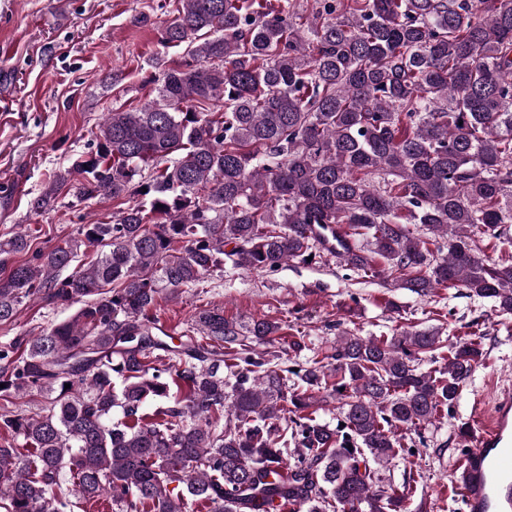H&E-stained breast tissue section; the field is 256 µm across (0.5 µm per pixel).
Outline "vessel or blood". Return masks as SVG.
<instances>
[{
    "mask_svg": "<svg viewBox=\"0 0 512 512\" xmlns=\"http://www.w3.org/2000/svg\"><path fill=\"white\" fill-rule=\"evenodd\" d=\"M457 487L466 512H512V392L491 410L472 406V433Z\"/></svg>",
    "mask_w": 512,
    "mask_h": 512,
    "instance_id": "b4317fda",
    "label": "vessel or blood"
}]
</instances>
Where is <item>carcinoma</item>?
Segmentation results:
<instances>
[{"mask_svg": "<svg viewBox=\"0 0 512 512\" xmlns=\"http://www.w3.org/2000/svg\"><path fill=\"white\" fill-rule=\"evenodd\" d=\"M179 3L160 42L186 45L184 62L152 77L149 100L105 113L93 150L31 202L110 199L112 223L49 249L0 241L1 325L34 295L78 306L0 346V393L46 399L0 409L23 440L0 447V512H392L401 495L376 467L413 454L398 431L453 407L482 342L344 331L293 369L277 323L203 309L197 335L166 340L154 310L226 262L317 264L342 228L350 268L511 314L512 262L481 242L512 238V0ZM440 359L441 376L423 369ZM320 390L339 403L334 428L308 412Z\"/></svg>", "mask_w": 512, "mask_h": 512, "instance_id": "carcinoma-1", "label": "carcinoma"}]
</instances>
